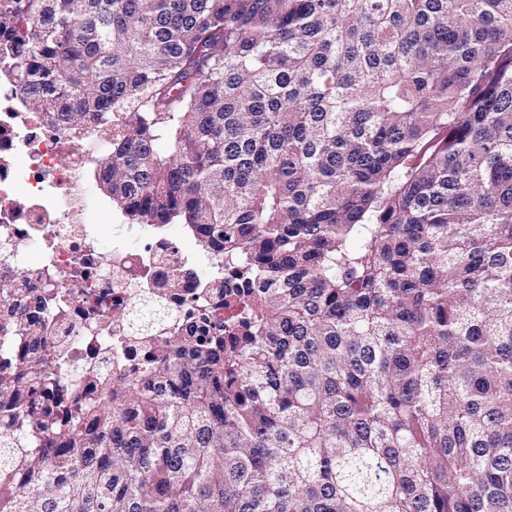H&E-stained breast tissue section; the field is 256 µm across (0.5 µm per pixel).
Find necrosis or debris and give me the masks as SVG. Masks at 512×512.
<instances>
[{
  "label": "necrosis or debris",
  "mask_w": 512,
  "mask_h": 512,
  "mask_svg": "<svg viewBox=\"0 0 512 512\" xmlns=\"http://www.w3.org/2000/svg\"><path fill=\"white\" fill-rule=\"evenodd\" d=\"M111 129L90 124L81 148H74L62 126L28 111L12 81H0V278L26 268L19 281L29 306L42 305L47 289L66 297L62 307L44 312L52 341L71 358L59 373L63 392L78 387V377L96 368L99 355L116 350L113 368L123 373L139 363V352L113 347L111 336L94 326L115 307H129L144 292L162 288L172 316L188 320L209 307L224 318L236 315L233 303L203 298L207 276L222 272L218 257L184 251L170 238L182 269L194 277L170 287V274L156 261L158 238L151 229L116 224L109 211L90 224L97 203L84 182L91 167L109 154ZM81 277L93 289H73Z\"/></svg>",
  "instance_id": "necrosis-or-debris-1"
}]
</instances>
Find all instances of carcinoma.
Segmentation results:
<instances>
[{
    "mask_svg": "<svg viewBox=\"0 0 512 512\" xmlns=\"http://www.w3.org/2000/svg\"><path fill=\"white\" fill-rule=\"evenodd\" d=\"M19 44L239 314L143 295L65 399L0 279V512H512V0H0Z\"/></svg>",
    "mask_w": 512,
    "mask_h": 512,
    "instance_id": "carcinoma-1",
    "label": "carcinoma"
}]
</instances>
